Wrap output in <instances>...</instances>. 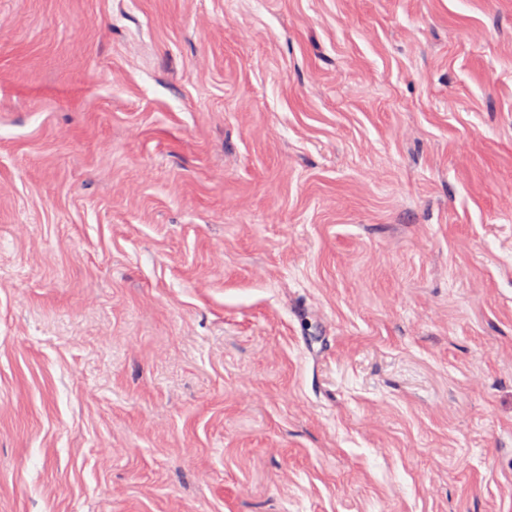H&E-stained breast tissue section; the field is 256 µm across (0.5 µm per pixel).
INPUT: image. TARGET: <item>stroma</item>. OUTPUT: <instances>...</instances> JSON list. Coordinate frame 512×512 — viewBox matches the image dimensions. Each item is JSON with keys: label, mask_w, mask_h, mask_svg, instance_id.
Listing matches in <instances>:
<instances>
[{"label": "stroma", "mask_w": 512, "mask_h": 512, "mask_svg": "<svg viewBox=\"0 0 512 512\" xmlns=\"http://www.w3.org/2000/svg\"><path fill=\"white\" fill-rule=\"evenodd\" d=\"M0 512H512V0H0Z\"/></svg>", "instance_id": "obj_1"}]
</instances>
